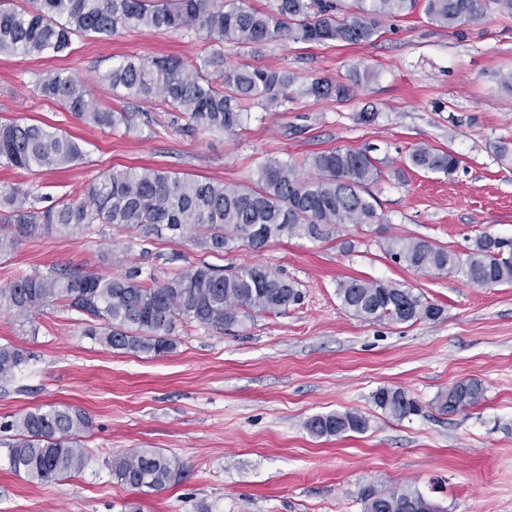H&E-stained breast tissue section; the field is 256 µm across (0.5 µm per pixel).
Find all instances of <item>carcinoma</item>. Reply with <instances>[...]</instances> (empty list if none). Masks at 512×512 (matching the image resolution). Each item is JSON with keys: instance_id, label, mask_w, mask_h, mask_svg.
<instances>
[{"instance_id": "carcinoma-1", "label": "carcinoma", "mask_w": 512, "mask_h": 512, "mask_svg": "<svg viewBox=\"0 0 512 512\" xmlns=\"http://www.w3.org/2000/svg\"><path fill=\"white\" fill-rule=\"evenodd\" d=\"M512 14V0H273L268 10L239 0H0V56L40 57L70 49L73 38L112 39L120 29L166 34L193 28L210 51L188 66L182 60L126 58L102 81L125 97L160 99L202 132L234 133L243 107L256 101L269 112L288 104L297 76L287 70L247 63H224V45L257 50L269 43L363 45L380 33L385 19L423 10L431 23L454 28L483 19L489 6ZM83 123L99 129L132 128V113L102 109L87 85L62 71H49L36 83ZM305 93L316 98L348 97L343 83L317 79ZM82 145L66 133L39 124L0 123V166L56 171L84 159ZM460 159L452 152L418 145L405 170L453 174ZM383 162L371 150L336 148L310 155L303 166L276 157L259 167L254 186L177 176L158 168L107 170L81 196L41 209L28 203V192L0 187V255L14 251L21 239L43 233L65 238L94 225L120 226L147 236L189 240L203 253H229L239 247L257 252L270 241L305 238L326 241L348 224H381L369 186L382 178ZM383 251L418 272L455 273L477 287L512 284V258L499 257L500 240L476 238L466 258L429 240L393 236ZM343 308L363 319L397 323L435 321L443 308L394 282L350 279L337 285ZM302 291L262 264L217 269L199 261L163 279L143 276L134 265L118 276L52 267L0 286V310L29 317L55 303L84 317V335L111 349L161 356L176 348L177 323L196 322L219 332L255 314L277 312L299 303ZM29 360L14 345H0V381L11 380ZM477 380L456 383L437 398L443 413L472 408L484 399ZM384 413L404 419L420 412L418 402L401 388L381 387L372 395ZM353 412L317 414L306 422L310 434L333 437L367 429ZM91 427L85 411L71 405L27 410L0 428L13 432L0 440L11 471L31 482L49 483L78 474L89 454L80 436ZM106 465L132 490L155 491L178 482L183 465L155 448L113 456ZM363 512H441L438 505L404 485H367L360 491Z\"/></svg>"}]
</instances>
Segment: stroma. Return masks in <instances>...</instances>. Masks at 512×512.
<instances>
[{
  "mask_svg": "<svg viewBox=\"0 0 512 512\" xmlns=\"http://www.w3.org/2000/svg\"><path fill=\"white\" fill-rule=\"evenodd\" d=\"M208 43L192 29L164 35L119 31L111 40L75 38L69 54L0 57V122L37 123L77 137L79 164L58 171L0 166V187L19 186L36 207L71 199L101 172L159 167L216 181L254 184L269 157L300 163L336 147H375L386 163L370 191L385 221L348 225L330 241L281 239L261 252L246 248L202 255L190 243L111 227L63 238L22 239L0 255V286L55 266L104 276L136 264L173 275L205 259L218 267L259 263L298 283L300 304L266 313L224 332L178 324L164 356L109 350L84 336L75 312L58 303L15 318L0 311V344L30 352L13 380L0 384V422L28 409L69 404L92 425L82 437L92 459L71 478L30 482L0 457V512H363L360 489L406 484L444 512H512V284L468 285L455 274L421 273L383 252L392 235L431 240L466 255L475 238L512 237V92L499 77L512 71V16L489 11L455 29L423 12L384 22L365 46L285 43L252 52L225 46L228 64L295 72L299 86L317 78L367 80L346 100L296 94L280 112L250 103L232 134L191 129L160 101L113 92L102 75L127 57L177 56L195 61ZM60 70L84 81L101 108L129 112L131 129L85 126L33 91ZM373 113L362 121V113ZM458 155L452 176L415 171L398 180L412 147ZM350 278L395 282L439 304L436 321L394 323L353 316L336 295ZM479 380L484 401L440 413L437 396ZM382 387L405 390L421 414L402 420L375 407ZM355 412L366 431L312 436L306 421ZM156 448L179 460L183 478L140 493L112 478L104 458Z\"/></svg>",
  "mask_w": 512,
  "mask_h": 512,
  "instance_id": "stroma-1",
  "label": "stroma"
}]
</instances>
